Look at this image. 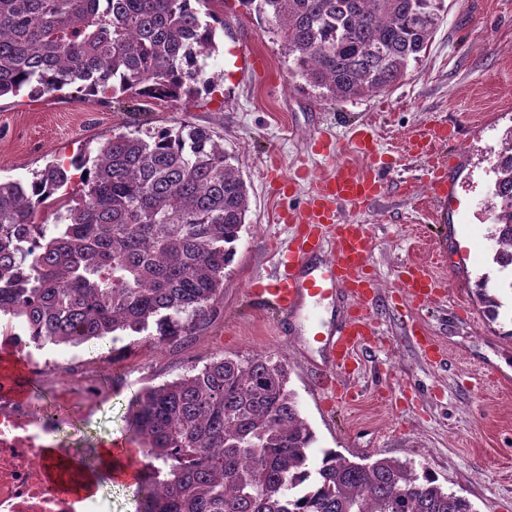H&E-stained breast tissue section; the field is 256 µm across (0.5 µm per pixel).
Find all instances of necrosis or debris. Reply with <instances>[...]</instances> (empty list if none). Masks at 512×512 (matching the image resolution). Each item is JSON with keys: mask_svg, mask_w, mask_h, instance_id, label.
I'll use <instances>...</instances> for the list:
<instances>
[{"mask_svg": "<svg viewBox=\"0 0 512 512\" xmlns=\"http://www.w3.org/2000/svg\"><path fill=\"white\" fill-rule=\"evenodd\" d=\"M0 347L26 351L32 374L56 380L61 403L94 402V387L77 380L71 365L45 358L43 346L20 326L6 327ZM67 425L60 414L35 410L30 400L0 392V512H77L76 495L50 486L53 461L43 454L48 446L64 455L77 453L76 444L64 437Z\"/></svg>", "mask_w": 512, "mask_h": 512, "instance_id": "obj_1", "label": "necrosis or debris"}]
</instances>
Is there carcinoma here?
<instances>
[{"label":"carcinoma","instance_id":"obj_1","mask_svg":"<svg viewBox=\"0 0 512 512\" xmlns=\"http://www.w3.org/2000/svg\"><path fill=\"white\" fill-rule=\"evenodd\" d=\"M223 0H0V98L59 92L177 100L216 85L199 59L217 49ZM283 42L294 71L330 101L402 82L434 38L447 0H240ZM206 11H201V7ZM79 172L77 198L66 200ZM493 262L512 289V129L492 165ZM60 202L54 223L39 209ZM249 190L222 138L181 123L118 133L97 155L0 181V317L48 345L118 331L190 336L224 288ZM492 317L501 303L485 281ZM156 327V333L149 332ZM269 354L219 352L132 396L126 421L151 458L140 512H476L428 469L334 449L315 434Z\"/></svg>","mask_w":512,"mask_h":512}]
</instances>
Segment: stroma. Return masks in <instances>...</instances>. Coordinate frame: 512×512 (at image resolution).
<instances>
[{
	"label": "stroma",
	"mask_w": 512,
	"mask_h": 512,
	"mask_svg": "<svg viewBox=\"0 0 512 512\" xmlns=\"http://www.w3.org/2000/svg\"><path fill=\"white\" fill-rule=\"evenodd\" d=\"M229 34H217L207 60L217 76L212 94L187 101H153L125 111L102 96L78 98L75 88L30 99L0 98V179L28 180L52 162L95 156L114 134L179 122L214 128L249 187L250 205L224 290L209 322L188 340L161 346L143 336L111 345L60 346V360L88 364L111 358L112 375L93 373L97 405L67 406L72 441L88 447L128 437L130 397L203 364L217 352L242 360L268 353L283 360L315 448L347 456L410 460L434 473L448 490L468 497L478 512H512V290L499 287L492 262V219L486 200L491 167L512 128V0H448V14L421 61L404 81L357 100L331 102L290 69L281 41L246 14L239 0L219 12ZM260 57L263 75L229 68L228 47ZM369 124L377 155L391 167L385 193L356 213L374 234L370 263L380 301L371 313L372 346L358 350L350 396L340 403L316 392L307 365L315 362L308 324L280 330V319L253 303L255 281L272 282L279 251L293 231L282 216L298 207L307 186L278 191L277 175L305 166L326 171L314 136L331 134L335 159L366 168L372 158L350 144L352 127ZM441 125L448 139L433 156L408 153L420 127ZM446 166L454 194L434 202L425 185L433 167ZM424 262L442 281L430 302L404 309L396 269ZM488 275L503 306L490 318L474 295ZM419 322L430 339L422 351L411 333Z\"/></svg>",
	"instance_id": "stroma-1"
}]
</instances>
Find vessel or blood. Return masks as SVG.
I'll use <instances>...</instances> for the list:
<instances>
[{
	"instance_id": "1",
	"label": "vessel or blood",
	"mask_w": 512,
	"mask_h": 512,
	"mask_svg": "<svg viewBox=\"0 0 512 512\" xmlns=\"http://www.w3.org/2000/svg\"><path fill=\"white\" fill-rule=\"evenodd\" d=\"M385 190L381 170L365 173L346 162L314 177L299 210L288 215L294 232L278 261L276 282L253 292L288 322L307 313L310 300L331 297L339 301L343 315L324 339L323 364L313 377L317 388L339 383L353 365L357 350L374 333L370 311L377 291L369 268L372 233L369 225L343 219L340 210H361ZM398 280L412 304L425 302L438 289L437 282L415 262L399 268Z\"/></svg>"
}]
</instances>
